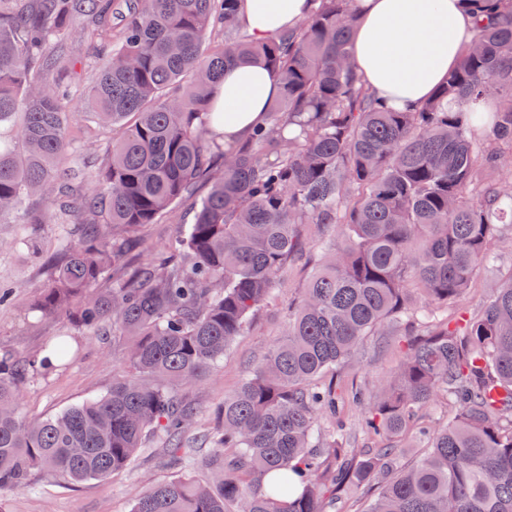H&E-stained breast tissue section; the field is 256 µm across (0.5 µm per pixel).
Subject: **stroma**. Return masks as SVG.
<instances>
[{
    "label": "stroma",
    "instance_id": "1",
    "mask_svg": "<svg viewBox=\"0 0 512 512\" xmlns=\"http://www.w3.org/2000/svg\"><path fill=\"white\" fill-rule=\"evenodd\" d=\"M71 58L70 73L57 80L72 86L74 95L69 111L80 109L79 95L95 76L101 63L96 42L75 27L63 38ZM81 133L73 146L70 163L102 159L116 131L98 129L89 118L80 121ZM48 203L40 199L24 204L20 219L13 224H0V276L16 286L14 303L0 309V350L14 348L33 355L42 351L53 337L68 331L65 313L41 315L33 312L32 303L39 288L48 278L49 266L57 260L68 238L65 226L49 223ZM181 232L176 223L149 224L139 235V243L130 252L132 258L145 262L166 250ZM34 237L43 245L41 258L15 247L20 238ZM512 270V247L502 250L496 264L480 266L470 289L459 302V310L479 307L501 275ZM311 266L287 265L281 288L274 301L261 308L250 332L238 339L222 358L206 368L200 380L188 390V397L199 410L201 426H209L227 395L234 393L247 377L256 361L280 340L287 324L288 303L303 288ZM78 352L69 364L50 373L33 376L21 389V405L29 414L50 416L72 405L99 396L112 386V379L127 368L120 346L86 338H78ZM392 348L385 337H367L358 360L347 371L348 377L369 388L378 387L392 365ZM172 471L151 462L148 456L138 458L124 472L103 480H90L77 485L35 471L27 488L0 497V512H130L133 500L147 483L173 480Z\"/></svg>",
    "mask_w": 512,
    "mask_h": 512
}]
</instances>
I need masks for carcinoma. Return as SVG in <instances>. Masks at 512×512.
Instances as JSON below:
<instances>
[{"label": "carcinoma", "instance_id": "obj_1", "mask_svg": "<svg viewBox=\"0 0 512 512\" xmlns=\"http://www.w3.org/2000/svg\"><path fill=\"white\" fill-rule=\"evenodd\" d=\"M356 0H310L299 27L256 42L242 0H0V224L50 196L74 224L33 302L84 337L112 334L130 369L104 395L28 417L20 388L68 363L70 335L38 357L0 351V497L45 470L69 483L120 472L151 445L178 473L131 512H512V273L474 315L450 312L493 249L512 242V0H462L475 19L459 68L395 110L359 78ZM105 63L82 109L119 130L71 220L63 178L69 91L37 74L67 63L53 41L85 20ZM276 72L270 120L226 150L211 96L224 69ZM209 189L197 197L199 186ZM183 206L166 256L126 245ZM302 224H332L284 337L224 398L220 424L176 392L251 328L299 251ZM398 336L394 373L365 397L338 370L367 336ZM441 398L445 421L420 411ZM366 404V445L339 419ZM427 451L412 465L401 440Z\"/></svg>", "mask_w": 512, "mask_h": 512}]
</instances>
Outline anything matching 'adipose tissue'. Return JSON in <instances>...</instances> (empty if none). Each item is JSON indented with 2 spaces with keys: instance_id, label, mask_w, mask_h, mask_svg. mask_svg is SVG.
Here are the masks:
<instances>
[{
  "instance_id": "1",
  "label": "adipose tissue",
  "mask_w": 512,
  "mask_h": 512,
  "mask_svg": "<svg viewBox=\"0 0 512 512\" xmlns=\"http://www.w3.org/2000/svg\"><path fill=\"white\" fill-rule=\"evenodd\" d=\"M308 0H243L241 22L257 41L292 28ZM354 57L364 83L398 110L428 98L456 68L474 34V18L460 0H357ZM280 80L266 66L245 60L226 68L213 100L224 121L218 132L234 147L266 122Z\"/></svg>"
}]
</instances>
